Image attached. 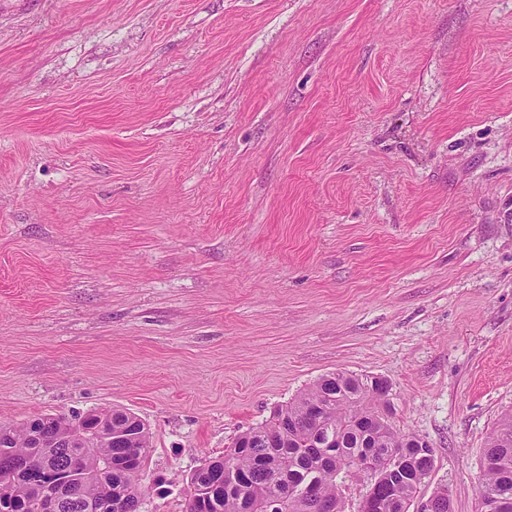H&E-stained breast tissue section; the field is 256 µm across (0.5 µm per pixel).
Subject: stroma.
<instances>
[{
	"label": "stroma",
	"instance_id": "obj_1",
	"mask_svg": "<svg viewBox=\"0 0 512 512\" xmlns=\"http://www.w3.org/2000/svg\"><path fill=\"white\" fill-rule=\"evenodd\" d=\"M452 512L512 412V0H0V423L118 407L143 512L323 375Z\"/></svg>",
	"mask_w": 512,
	"mask_h": 512
}]
</instances>
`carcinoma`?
Here are the masks:
<instances>
[{"label": "carcinoma", "instance_id": "obj_1", "mask_svg": "<svg viewBox=\"0 0 512 512\" xmlns=\"http://www.w3.org/2000/svg\"><path fill=\"white\" fill-rule=\"evenodd\" d=\"M391 386L386 380L345 372L327 374L295 399L274 410L263 425L241 434L230 449L234 471L218 458L198 468L197 484L222 491L214 512H344L346 478H355L375 461L393 452L408 459L407 470L379 472L374 495L385 512H410L434 469V450L421 438L392 428ZM49 438L36 447L32 433ZM82 434L66 433L49 416L32 426H0V501L14 512H29L43 494V475L36 459L57 472L81 459L91 480L75 496L63 495L56 512H95L96 503L113 497L112 512H141L142 499L121 497L120 487L140 486L151 452V436L142 421L112 414V440L80 446ZM479 489L477 512H512V415L490 433ZM427 512H452L448 489L429 496Z\"/></svg>", "mask_w": 512, "mask_h": 512}]
</instances>
